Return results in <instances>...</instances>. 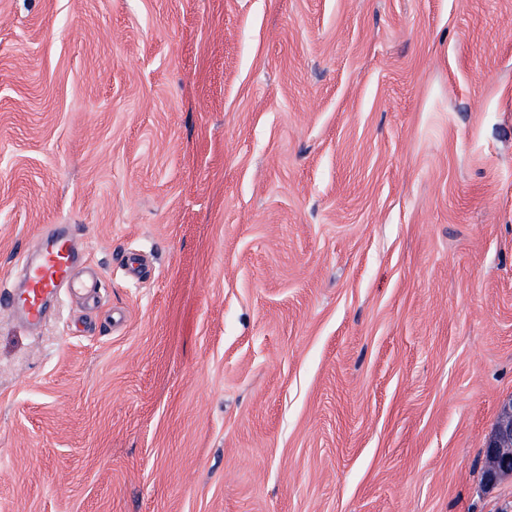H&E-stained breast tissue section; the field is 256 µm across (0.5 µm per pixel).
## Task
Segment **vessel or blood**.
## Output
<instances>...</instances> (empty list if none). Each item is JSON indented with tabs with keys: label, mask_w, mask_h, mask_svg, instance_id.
Wrapping results in <instances>:
<instances>
[{
	"label": "vessel or blood",
	"mask_w": 512,
	"mask_h": 512,
	"mask_svg": "<svg viewBox=\"0 0 512 512\" xmlns=\"http://www.w3.org/2000/svg\"><path fill=\"white\" fill-rule=\"evenodd\" d=\"M73 254L69 235L45 237L39 247L37 262L26 268V287L7 296L9 307L20 311L28 322L42 321L46 300L73 281Z\"/></svg>",
	"instance_id": "1"
}]
</instances>
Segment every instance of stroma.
<instances>
[{
	"label": "stroma",
	"mask_w": 512,
	"mask_h": 512,
	"mask_svg": "<svg viewBox=\"0 0 512 512\" xmlns=\"http://www.w3.org/2000/svg\"><path fill=\"white\" fill-rule=\"evenodd\" d=\"M0 512H512V0H0ZM73 242L70 235L52 234L41 241L39 259L26 267L27 285L19 293L4 296L12 310L20 311L28 322L42 321L45 301L63 286L79 288L73 280ZM512 476V400L501 406L484 449L483 479L488 485Z\"/></svg>",
	"instance_id": "1"
}]
</instances>
